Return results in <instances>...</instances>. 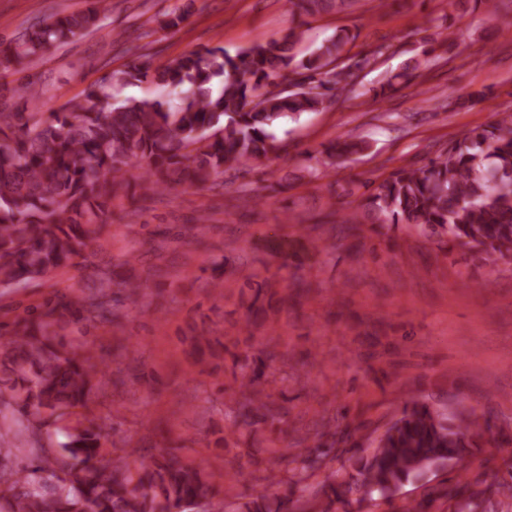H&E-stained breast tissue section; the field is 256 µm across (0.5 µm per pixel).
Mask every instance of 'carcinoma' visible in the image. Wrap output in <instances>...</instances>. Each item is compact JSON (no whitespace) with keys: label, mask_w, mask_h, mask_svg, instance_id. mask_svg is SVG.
<instances>
[{"label":"carcinoma","mask_w":512,"mask_h":512,"mask_svg":"<svg viewBox=\"0 0 512 512\" xmlns=\"http://www.w3.org/2000/svg\"><path fill=\"white\" fill-rule=\"evenodd\" d=\"M82 10L54 13L0 41V71L24 69L73 39L100 29L109 0H84ZM307 13L329 3L301 0ZM302 33L291 27L278 41L258 42L231 55L222 47L190 51L151 70L139 47L125 48L129 61L90 84L57 108L48 107L37 82L21 85L25 107L0 101V288H18L72 264L96 239L112 200L128 194L127 168L147 162L139 186L153 192L173 184L204 185L227 170L269 160L279 147L272 128L286 117L318 112L331 104L329 92L346 90L353 70L368 60L345 61L348 35L338 34L297 58ZM299 76V89L270 86L286 72ZM152 80L185 89L173 106L144 97L118 98L134 82ZM361 150L356 143L325 149L327 161ZM375 224H404L418 234L448 238L497 265L512 256V115L473 129L448 143L420 168H402L373 188L365 204ZM111 280L102 278L85 298L47 300L12 323L0 343V394L8 393L11 418L0 422L7 456L22 439L35 454L24 471L0 467V512H191L226 493L223 474L201 472L188 456L162 452L131 464V448L107 461L100 425L73 429L61 451L45 452L40 430L51 418L87 406L100 373L84 343L59 335L66 325L112 322L106 300ZM279 354L269 346L262 358L232 354L231 380L224 384L232 420L225 437L240 452V468L260 469L253 451L266 430H274L288 408L266 392V362ZM489 426L483 415L448 409L446 402L413 399L357 458L354 472L315 492L312 505L293 499L296 485L336 458L333 445L290 455L274 439L265 452L283 464L266 489L230 512H343L374 498L389 500L407 485L428 482L457 466L465 469L473 438ZM54 482L48 493L28 489Z\"/></svg>","instance_id":"1"}]
</instances>
